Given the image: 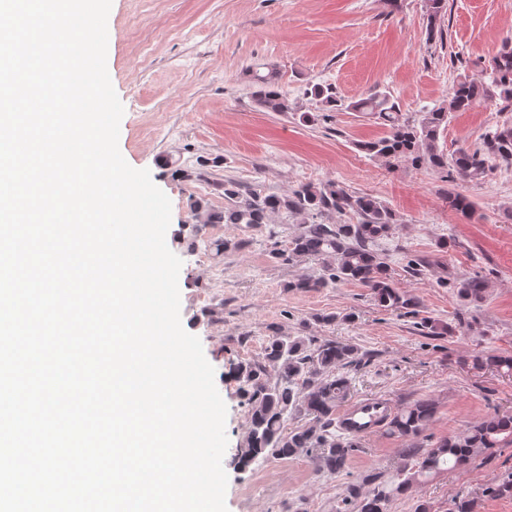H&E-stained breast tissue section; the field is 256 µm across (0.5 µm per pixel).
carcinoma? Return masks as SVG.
I'll return each mask as SVG.
<instances>
[{"mask_svg": "<svg viewBox=\"0 0 512 512\" xmlns=\"http://www.w3.org/2000/svg\"><path fill=\"white\" fill-rule=\"evenodd\" d=\"M448 0H425L427 30L434 36ZM254 98L267 112L288 113L297 107L276 85L273 74L256 75ZM310 94L321 100L324 110L369 112L383 120L388 133L359 144L370 156L402 162L414 167L456 175L463 181L479 179L497 166L512 167V123L492 127L481 136L475 149L459 148L444 153L438 138L448 126L453 112L466 111L481 101H499L512 107V44L505 43L489 60L485 76L479 80L464 74L452 88L448 102L422 113L421 118H404L385 93L344 103L329 88L316 85ZM224 211L210 210L201 199L190 202L192 214L204 224H244L252 228L268 223L273 214L285 213L298 223V232L287 249L273 248L274 259L294 264L301 260L317 262V277L303 276L293 288H333L355 281L371 291L386 310L416 313L414 300L397 287L380 241L388 238L395 224L394 212L369 195H352L338 183L328 180L317 185L301 184L287 195L260 196L242 190L233 180L224 181ZM353 212L361 217L356 224H322L314 218L329 213ZM466 306L484 300V277L474 275L443 281ZM266 364L239 363L234 369L239 389L250 405L249 433L240 460L285 458L300 453L311 455L316 470L331 474L342 471L357 447V440L336 433V406L350 391L349 368L361 363L357 347L336 341L320 343L306 336H280L269 340L264 349ZM275 375H270L267 366ZM476 365L497 372L512 373V355L487 353L476 358ZM436 412L429 399L406 404L387 422L391 431L418 436ZM309 424L288 429L287 422L298 417ZM512 445V415H496L471 426L465 432L440 441L432 448L405 449L407 463L398 480L371 488L352 485L346 497L356 502V512H387L388 504L408 493L422 479L443 471L468 468L478 455ZM491 497L512 496V473L485 489Z\"/></svg>", "mask_w": 512, "mask_h": 512, "instance_id": "carcinoma-1", "label": "carcinoma"}]
</instances>
